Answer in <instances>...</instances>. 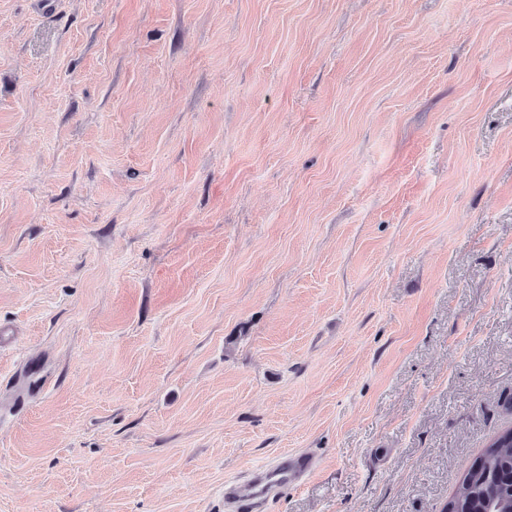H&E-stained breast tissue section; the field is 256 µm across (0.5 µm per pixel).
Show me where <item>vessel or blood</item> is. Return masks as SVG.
<instances>
[{"instance_id":"b4317fda","label":"vessel or blood","mask_w":512,"mask_h":512,"mask_svg":"<svg viewBox=\"0 0 512 512\" xmlns=\"http://www.w3.org/2000/svg\"><path fill=\"white\" fill-rule=\"evenodd\" d=\"M312 466L311 457L287 453L274 464L257 467L247 478L225 489L227 512H258L264 502L288 486L298 484Z\"/></svg>"}]
</instances>
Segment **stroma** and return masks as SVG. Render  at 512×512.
<instances>
[{
    "label": "stroma",
    "instance_id": "35a3bbf8",
    "mask_svg": "<svg viewBox=\"0 0 512 512\" xmlns=\"http://www.w3.org/2000/svg\"><path fill=\"white\" fill-rule=\"evenodd\" d=\"M509 398L512 0H0V512H440ZM312 466L311 457L287 453L272 465L257 467L247 478L225 489L227 512H256L264 502L283 489L298 484L311 471Z\"/></svg>",
    "mask_w": 512,
    "mask_h": 512
}]
</instances>
